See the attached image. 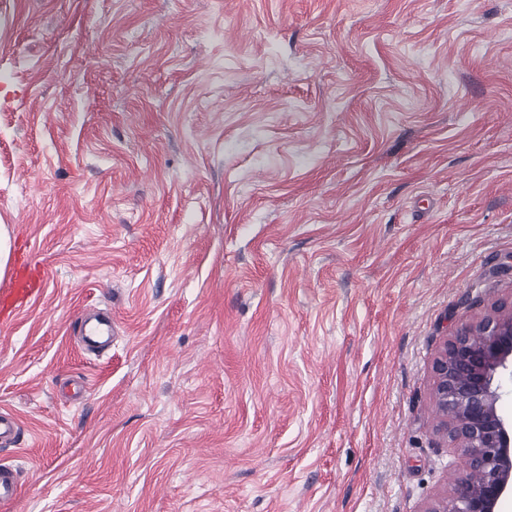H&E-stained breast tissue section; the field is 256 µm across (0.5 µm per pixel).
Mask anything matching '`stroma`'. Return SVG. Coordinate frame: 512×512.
I'll return each mask as SVG.
<instances>
[{
    "mask_svg": "<svg viewBox=\"0 0 512 512\" xmlns=\"http://www.w3.org/2000/svg\"><path fill=\"white\" fill-rule=\"evenodd\" d=\"M0 224L10 512H424L512 294V0H0ZM45 273L27 258L19 260L14 277L0 286V306L3 315H10L26 307L42 291ZM74 335L80 348L86 352H100L111 341L114 329L112 314L86 306L78 317Z\"/></svg>",
    "mask_w": 512,
    "mask_h": 512,
    "instance_id": "1",
    "label": "stroma"
}]
</instances>
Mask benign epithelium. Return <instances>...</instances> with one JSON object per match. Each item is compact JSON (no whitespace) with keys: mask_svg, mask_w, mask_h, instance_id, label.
<instances>
[{"mask_svg":"<svg viewBox=\"0 0 512 512\" xmlns=\"http://www.w3.org/2000/svg\"><path fill=\"white\" fill-rule=\"evenodd\" d=\"M432 370L439 429L468 466L425 512H499L512 496V419L500 411L501 379L512 375V300L461 324Z\"/></svg>","mask_w":512,"mask_h":512,"instance_id":"1","label":"benign epithelium"}]
</instances>
